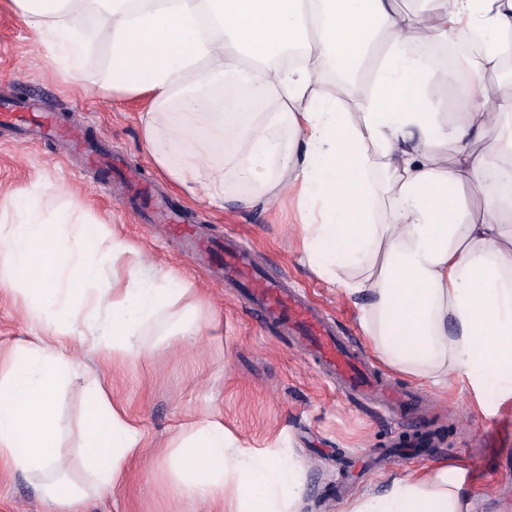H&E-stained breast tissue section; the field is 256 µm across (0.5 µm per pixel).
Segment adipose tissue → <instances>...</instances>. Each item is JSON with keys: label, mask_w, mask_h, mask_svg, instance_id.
Returning a JSON list of instances; mask_svg holds the SVG:
<instances>
[{"label": "adipose tissue", "mask_w": 512, "mask_h": 512, "mask_svg": "<svg viewBox=\"0 0 512 512\" xmlns=\"http://www.w3.org/2000/svg\"><path fill=\"white\" fill-rule=\"evenodd\" d=\"M35 33L52 36L73 73L90 42L95 0H14ZM113 91L147 102L142 139L153 162L189 198L223 206L228 192H297L312 220L299 226L309 266L365 299L361 325L390 370L481 393L500 382L512 399V98L472 95L460 121H438L443 88L403 49L414 26L431 42L478 40L469 81L512 50V0H103ZM300 49L299 64L280 56ZM373 63L370 95L355 111L313 94L322 62L343 74ZM276 102L272 112L261 104ZM485 152L472 144L488 128ZM451 155H442L444 147ZM482 197L479 215L459 201ZM42 184L0 196V284L22 290L30 320L62 343L29 341L0 353V464L41 479L49 512H78L120 486L146 448L127 406L98 374L83 388L80 480L58 441L56 395L76 349L102 366L134 360L145 325L176 318L195 336L205 301L118 232L44 217ZM14 214L12 223L1 218ZM179 494L225 512H295L301 483L290 458L243 447L209 415L169 449ZM464 462L393 477L344 512H468Z\"/></svg>", "instance_id": "ef3b65f1"}]
</instances>
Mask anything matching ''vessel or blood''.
<instances>
[{
  "mask_svg": "<svg viewBox=\"0 0 512 512\" xmlns=\"http://www.w3.org/2000/svg\"><path fill=\"white\" fill-rule=\"evenodd\" d=\"M24 127L37 140L65 137L80 146L87 165L108 171L114 160L109 151L89 142L80 125H66L54 112L22 114L12 106L0 107V125ZM126 198L150 223L167 225L169 233L184 242L190 251L210 267L216 283L231 281L245 288L248 300L265 324L283 327L299 334L311 346L321 365L330 371L349 392L378 399L392 420L405 417L410 401L399 391L366 368L363 360L339 337L326 320L298 290L284 288L276 280L256 271L251 261V246L242 239L217 240L201 234L185 223L168 201L155 193L138 174L126 175Z\"/></svg>",
  "mask_w": 512,
  "mask_h": 512,
  "instance_id": "b4317fda",
  "label": "vessel or blood"
}]
</instances>
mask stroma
<instances>
[{
	"mask_svg": "<svg viewBox=\"0 0 512 512\" xmlns=\"http://www.w3.org/2000/svg\"><path fill=\"white\" fill-rule=\"evenodd\" d=\"M88 26L93 38L78 79L52 40L29 29L11 0H0V104L33 98L42 110L88 124L90 139L108 141L124 167L139 170L157 193L175 195L189 222L205 234L248 238L252 259L265 274L284 276L289 287L302 289L369 367L418 400L400 425L370 401L352 400L300 342L255 319L241 288L214 285L163 225L143 224L131 207L98 191L99 172L69 141L23 145L15 129L0 125V194L51 185L46 212L67 207L73 222L118 229L155 266L175 272L206 300L203 320L220 322L219 330L170 348L172 322L158 318L143 330L142 355L113 369L115 392L155 449L131 467L120 487L90 496L84 512H214L211 503L179 496L171 465L159 454L213 406L223 410L225 426L241 444L289 452L303 484L300 512H344L354 498L380 492L388 477L456 458L469 468L471 512H512V401L501 402L494 385L478 398L456 384L440 390L384 366L368 345L358 306L302 261L294 199L246 204L233 196L218 209L178 193L141 143L140 101L106 89L84 94L83 81L101 79L111 69L106 31L95 19ZM35 333L20 300L0 286V350ZM83 384V375H74L57 396L61 450L70 458L79 441ZM0 512H46L38 479L21 473L0 478Z\"/></svg>",
	"mask_w": 512,
	"mask_h": 512,
	"instance_id": "1",
	"label": "stroma"
}]
</instances>
